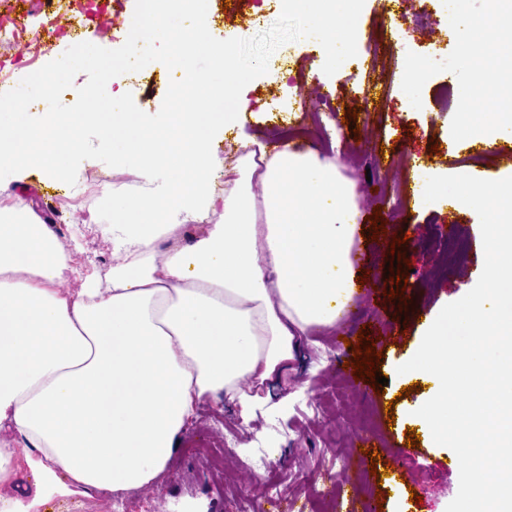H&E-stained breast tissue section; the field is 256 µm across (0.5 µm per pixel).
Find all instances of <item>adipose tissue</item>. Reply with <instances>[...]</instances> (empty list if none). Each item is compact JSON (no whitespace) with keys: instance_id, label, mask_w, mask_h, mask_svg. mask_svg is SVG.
Instances as JSON below:
<instances>
[{"instance_id":"1","label":"adipose tissue","mask_w":512,"mask_h":512,"mask_svg":"<svg viewBox=\"0 0 512 512\" xmlns=\"http://www.w3.org/2000/svg\"><path fill=\"white\" fill-rule=\"evenodd\" d=\"M326 42L355 45L361 31L322 0H289ZM208 0H142L126 31L130 54L156 43L208 53L223 73L186 83L202 111L160 130L130 108L99 112L79 88L64 111L31 126L0 125V191L63 182L59 153L76 157L79 129L105 122L112 167L141 157L142 194L112 198L106 227L116 257L106 284L65 289L70 259L48 222L0 206V487L30 474L37 496L91 491L121 498L156 484L203 403L233 408L250 425L284 383L310 336L335 326L354 279L360 212L340 159L291 139H239L236 166L217 175L215 136L248 111L236 41L202 38ZM512 25V0H488L468 46L485 90L482 111H460L465 136L489 142L512 130V55L493 33ZM223 191H216V177ZM202 222L190 245L181 228ZM165 252H158L162 241Z\"/></svg>"}]
</instances>
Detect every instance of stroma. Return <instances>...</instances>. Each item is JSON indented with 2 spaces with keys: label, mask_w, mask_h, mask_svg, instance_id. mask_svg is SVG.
Returning a JSON list of instances; mask_svg holds the SVG:
<instances>
[{
  "label": "stroma",
  "mask_w": 512,
  "mask_h": 512,
  "mask_svg": "<svg viewBox=\"0 0 512 512\" xmlns=\"http://www.w3.org/2000/svg\"><path fill=\"white\" fill-rule=\"evenodd\" d=\"M85 26L70 25L59 17L52 32L43 36L36 55L25 50L33 31L39 30L48 9L45 0H0V24L12 21L20 6H27L28 31L21 42L0 47V92L16 96L27 85L28 73L41 70L49 59L71 65L79 48L87 47L119 64L128 86V102L136 111L149 113L154 124L169 123L185 101L178 92L183 81L171 71L170 45H158L154 56L142 60L127 55L121 33L102 36L106 0H93ZM364 34L349 65L335 72L325 62L326 49L318 34L304 32L298 14L283 0H265L262 9L237 8L224 0H211L207 21L209 40L224 35L237 37L239 66L249 73L251 111L237 117L240 131L287 136L289 128L312 123L305 105L313 104L315 90L331 96L334 107L325 121V132L316 140L324 155L348 160L382 154L384 161L410 163L409 192L399 217H392L389 188L366 179L365 169L348 175L356 189L362 216L356 246L369 254L368 262H355L357 275L371 283L367 296L353 294L335 328L314 336L297 361L287 386H274L271 406L257 414L250 426H242L231 409L204 405L197 421L183 435L166 480L126 495V512H254L264 503L267 512H361L363 505H383V512H445L459 484V463L448 448L432 447L428 437L408 446L406 432L412 421L407 410L419 408L429 398L430 385L417 381L415 391L402 395L392 379L395 366L419 347L425 332L415 312L426 309L435 318L441 308L461 298L477 282L484 264L480 252H468L464 265L444 270L440 242L450 226L467 239L480 237L475 211L456 207L449 199L420 205L415 195L431 172H461L498 180L512 175L501 161L512 153V135L497 136L488 146L456 132L457 112L440 111L441 87L458 92L472 83L473 69L460 56L472 20L487 10L486 0H469L466 16L455 28L437 38L425 39L413 17L405 16L403 0H346ZM398 31H391L392 20ZM398 44L391 52L390 44ZM427 63V78L414 92L415 106H406L400 93L405 58ZM355 110V122H343L345 111ZM104 136L99 125L81 132L83 161L58 186L30 180L26 189L0 196L5 204L24 197L38 215L53 223L62 248L70 257L67 288L79 291L83 284L103 280L112 269V244L99 226L87 223L89 213L107 215L112 196L128 193L138 177L139 161L130 159L123 173L112 171V158L98 145ZM487 153L484 163L464 168L460 158ZM380 214L386 230L377 234L370 222ZM406 279L403 295L392 298L394 276ZM367 332L382 343L379 373L386 385L363 379L352 381L349 363L354 359L346 340ZM399 331L400 345H384V335ZM290 395L287 413L277 404ZM374 437L382 446L375 454L381 463L395 468L394 483L378 484L374 476L354 477L341 485L334 461L351 456L356 436ZM268 465H254L257 455ZM276 486V499H268V486Z\"/></svg>",
  "instance_id": "stroma-1"
}]
</instances>
